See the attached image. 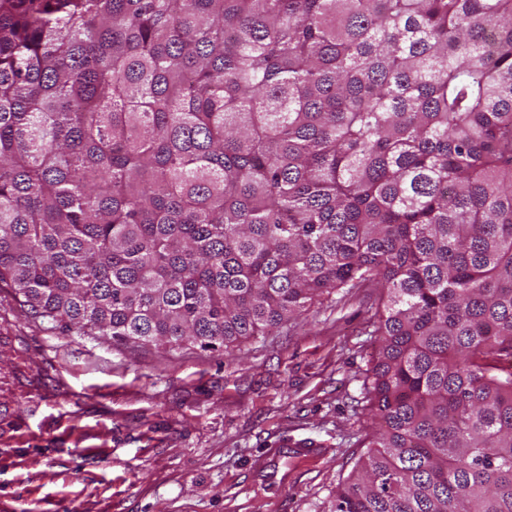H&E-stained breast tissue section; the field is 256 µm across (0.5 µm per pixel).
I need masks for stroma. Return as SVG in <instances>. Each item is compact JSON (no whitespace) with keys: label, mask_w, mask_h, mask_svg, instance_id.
Masks as SVG:
<instances>
[{"label":"stroma","mask_w":512,"mask_h":512,"mask_svg":"<svg viewBox=\"0 0 512 512\" xmlns=\"http://www.w3.org/2000/svg\"><path fill=\"white\" fill-rule=\"evenodd\" d=\"M378 298L166 352L51 329L0 288V512H330L367 455ZM289 442L314 453L260 468Z\"/></svg>","instance_id":"1"}]
</instances>
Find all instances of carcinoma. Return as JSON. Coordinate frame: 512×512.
Returning <instances> with one entry per match:
<instances>
[{
	"label": "carcinoma",
	"instance_id": "1",
	"mask_svg": "<svg viewBox=\"0 0 512 512\" xmlns=\"http://www.w3.org/2000/svg\"><path fill=\"white\" fill-rule=\"evenodd\" d=\"M0 286L168 352L380 288L331 512H512V0H0Z\"/></svg>",
	"mask_w": 512,
	"mask_h": 512
}]
</instances>
